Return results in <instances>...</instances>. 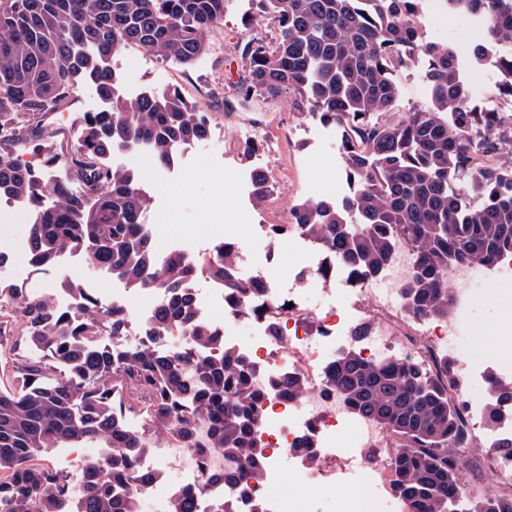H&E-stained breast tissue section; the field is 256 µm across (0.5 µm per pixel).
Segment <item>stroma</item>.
<instances>
[{
    "label": "stroma",
    "instance_id": "obj_1",
    "mask_svg": "<svg viewBox=\"0 0 512 512\" xmlns=\"http://www.w3.org/2000/svg\"><path fill=\"white\" fill-rule=\"evenodd\" d=\"M257 14L256 0H231L223 29L211 38V52L188 67L163 62L132 46L112 61L122 84L141 91L178 88L211 116L210 136L192 144L176 166L162 167L149 155L134 168L140 186L151 196L149 214L157 230L172 240L213 238L219 222L247 227L288 224L295 205L327 196L339 198L350 190L336 130L305 117L298 96L288 94L274 101L225 107V96L231 94L242 74V45L255 32L269 37L275 34L267 25L259 30L247 25V18ZM421 22L428 39L445 40L454 46L462 62L461 76L471 84L478 110L505 113L512 109L494 95L498 81L495 71L469 63L473 46L482 39L479 21L449 13L444 0H424ZM424 68L420 62L395 71L400 96L390 119H401L427 106ZM93 95L90 88L80 91L57 112L32 118L28 131L57 150H67L77 134L80 103ZM256 169L275 175L269 195L259 203L252 197L250 183ZM472 296L468 309L451 316L460 333L457 355L476 357L492 366L499 363L502 351H512V342L503 343L492 322L497 313L512 317V284L483 282L473 288ZM268 491L286 499L310 492L313 512H341L346 497L342 485L313 488L290 463Z\"/></svg>",
    "mask_w": 512,
    "mask_h": 512
}]
</instances>
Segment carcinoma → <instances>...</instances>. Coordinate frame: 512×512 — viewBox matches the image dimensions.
Wrapping results in <instances>:
<instances>
[{
	"label": "carcinoma",
	"mask_w": 512,
	"mask_h": 512,
	"mask_svg": "<svg viewBox=\"0 0 512 512\" xmlns=\"http://www.w3.org/2000/svg\"><path fill=\"white\" fill-rule=\"evenodd\" d=\"M423 0H258L262 17L277 22L275 36L252 37L243 47V74L235 83L241 105L256 97L293 93L307 115L340 131L346 199L304 201L293 223L365 276L383 272L397 242L416 249V266L403 287L415 318L447 320L448 268L458 262L491 266L512 252V162L484 164L477 156L512 144V123L480 112L458 74L456 52L426 38ZM230 0H0V198L19 199L31 225L28 261L39 271L78 252L130 290L168 293L138 345L115 352L107 340L125 330L128 312L102 308L79 283L61 287L80 298L67 314L43 297L0 282V316L25 319L9 347L13 385L0 387V512H59L68 493L65 474L41 462L49 448L95 442L111 452L85 471L82 512H139L152 475L137 465L151 438L125 426L124 391L148 403L152 435L177 436L187 447L221 450L236 467L219 476L224 499L259 480L262 449L253 439L263 397L241 355L200 322L183 283L204 271L229 293L246 298L235 255L223 247L211 260L191 264L179 254L159 255L144 229L150 196L134 172L107 157L147 149L164 166L174 148L202 140L210 114L178 89L127 99L118 91L113 57L136 46L164 60L192 65L211 48ZM448 12L481 20L484 41L471 52L512 48V0H446ZM426 59L429 105L405 119H385L399 97L397 67ZM512 99V54L497 68ZM110 101L89 112L64 153L32 140L28 118L57 111L83 87ZM42 156L43 168L68 166L82 186L56 188L44 201L40 174L13 161L21 144ZM256 172L252 194L269 193ZM174 327L191 332L183 348L157 340ZM329 388L353 413L394 433L401 444L391 459L393 490L405 512H512V496L465 499L460 491L463 451L478 437L461 423L457 365L436 369L407 358L370 361L355 351L336 359ZM487 407L512 405V381L488 377ZM204 423L207 443L196 441ZM200 488L177 498L171 512H199Z\"/></svg>",
	"instance_id": "cac0c4a2"
}]
</instances>
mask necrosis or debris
Returning a JSON list of instances; mask_svg holds the SVG:
<instances>
[{
	"label": "necrosis or debris",
	"instance_id": "1",
	"mask_svg": "<svg viewBox=\"0 0 512 512\" xmlns=\"http://www.w3.org/2000/svg\"><path fill=\"white\" fill-rule=\"evenodd\" d=\"M288 238L303 244L304 264L285 280L273 262H257L249 247L234 233L225 232L222 242L236 253L239 272L253 288L246 302L225 293L203 274L186 283L200 312L223 307L224 319L215 323L214 329L226 346L243 353L265 395L256 432L266 456L264 481L271 485L280 479L279 461L286 454L292 455L296 469L318 466L315 484L322 488L347 482L365 459L369 462L368 504L378 512H400L402 505L390 487V461L397 438L367 419L352 416L340 394L327 390V371L340 353L355 346L369 360L398 354L434 366L455 343L456 329L443 321L407 316L401 286L415 255L406 241L398 242L385 274L371 278L343 267L331 251L300 230H289ZM312 273L323 284L322 305L317 309L303 299ZM486 277L512 283V253L503 254L488 271L469 265L449 270L448 287L457 309L471 303L469 283ZM166 300V294L158 290L151 291L145 302L128 298L125 288L119 286L109 293L98 291L100 306L122 307L129 314L125 332L112 339L113 349L139 344L145 325ZM242 324L253 331L249 339L237 334ZM290 377L304 384L302 398L292 400L282 394L280 384ZM462 419L470 431H483L495 440L512 439L511 406H500L496 421L491 422L486 406L467 398L462 402ZM347 430L354 433L353 441H341ZM142 465L155 475L149 512H169L174 498L195 486L203 487L213 500H225L218 477L231 463L221 451L201 455L167 438L156 443Z\"/></svg>",
	"mask_w": 512,
	"mask_h": 512
}]
</instances>
